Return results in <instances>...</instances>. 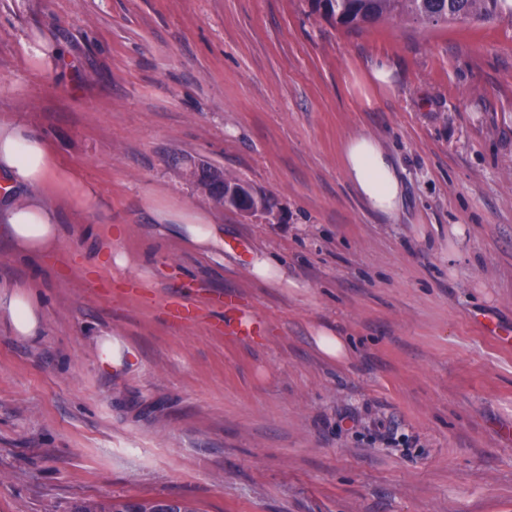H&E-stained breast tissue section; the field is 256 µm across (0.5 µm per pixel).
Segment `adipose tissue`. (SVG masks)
I'll return each mask as SVG.
<instances>
[{
    "label": "adipose tissue",
    "instance_id": "1",
    "mask_svg": "<svg viewBox=\"0 0 512 512\" xmlns=\"http://www.w3.org/2000/svg\"><path fill=\"white\" fill-rule=\"evenodd\" d=\"M344 174L355 193L372 212L392 217L402 205L404 186L390 153L370 135L349 138L343 146ZM0 221L19 255L40 256L54 250L60 240L61 224L56 207L41 190L54 184L66 197L84 206L95 205L96 192L72 190L69 176L58 170L41 136L11 122L0 121ZM159 223L170 234L216 262L225 260L224 227L210 223L201 214L173 212L155 207ZM0 309L10 318L15 335L35 336L42 314L25 286L0 291Z\"/></svg>",
    "mask_w": 512,
    "mask_h": 512
}]
</instances>
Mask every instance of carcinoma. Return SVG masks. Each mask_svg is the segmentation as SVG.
I'll list each match as a JSON object with an SVG mask.
<instances>
[{
  "instance_id": "1",
  "label": "carcinoma",
  "mask_w": 512,
  "mask_h": 512,
  "mask_svg": "<svg viewBox=\"0 0 512 512\" xmlns=\"http://www.w3.org/2000/svg\"><path fill=\"white\" fill-rule=\"evenodd\" d=\"M323 15L347 28L361 29L380 20L409 19L439 24L450 20H512V0H311ZM196 512L187 503L123 501L108 505L83 504L77 512Z\"/></svg>"
}]
</instances>
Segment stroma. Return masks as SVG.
Listing matches in <instances>:
<instances>
[{
  "instance_id": "obj_1",
  "label": "stroma",
  "mask_w": 512,
  "mask_h": 512,
  "mask_svg": "<svg viewBox=\"0 0 512 512\" xmlns=\"http://www.w3.org/2000/svg\"><path fill=\"white\" fill-rule=\"evenodd\" d=\"M62 48L40 67L35 40ZM393 90L371 85L373 65ZM0 119L45 138L95 210L50 197L56 254L16 255L36 338L0 311V512L178 498L198 512H512V24L350 29L311 0H0ZM369 134L404 184L388 219L348 183ZM273 203L242 217L183 159ZM202 212L228 267L161 235ZM122 247L150 272L110 269ZM262 248L290 288L247 271ZM141 284L137 300L127 292ZM191 296L184 326L164 304ZM236 299L263 326L224 332ZM347 344L324 356L314 331ZM121 366L99 361L102 337Z\"/></svg>"
}]
</instances>
